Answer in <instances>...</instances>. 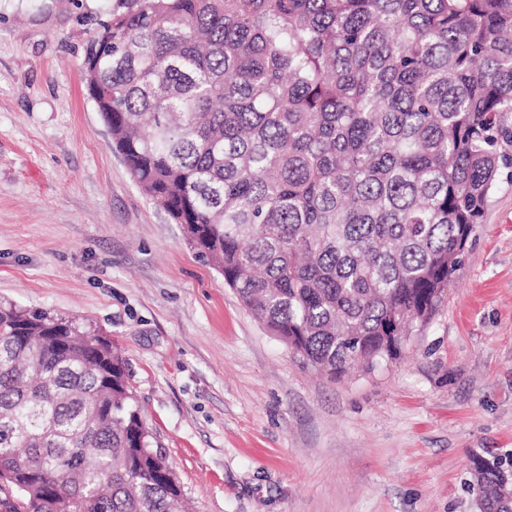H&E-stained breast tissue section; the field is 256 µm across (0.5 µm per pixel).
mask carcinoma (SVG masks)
<instances>
[{"mask_svg":"<svg viewBox=\"0 0 512 512\" xmlns=\"http://www.w3.org/2000/svg\"><path fill=\"white\" fill-rule=\"evenodd\" d=\"M94 103L145 195L306 366L395 362L512 165V0H118ZM512 512V452L470 456ZM0 512H173L126 360L0 300Z\"/></svg>","mask_w":512,"mask_h":512,"instance_id":"cac0c4a2","label":"carcinoma"}]
</instances>
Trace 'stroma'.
<instances>
[{
    "label": "stroma",
    "instance_id": "35a3bbf8",
    "mask_svg": "<svg viewBox=\"0 0 512 512\" xmlns=\"http://www.w3.org/2000/svg\"><path fill=\"white\" fill-rule=\"evenodd\" d=\"M118 0H0V298L125 357L194 512H477L469 456L512 450V171L403 356L304 366L131 179L82 63Z\"/></svg>",
    "mask_w": 512,
    "mask_h": 512
}]
</instances>
